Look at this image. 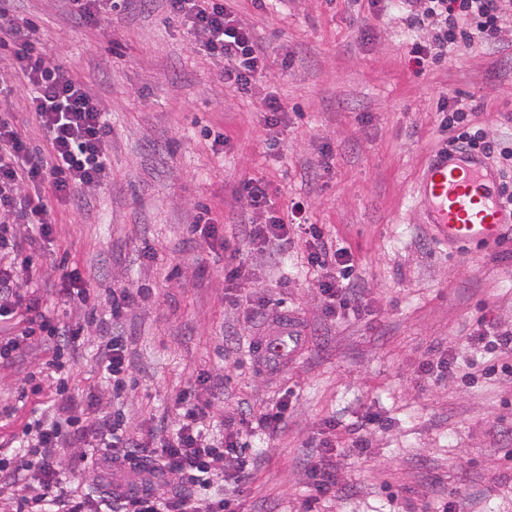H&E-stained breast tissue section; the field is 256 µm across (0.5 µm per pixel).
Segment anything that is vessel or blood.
Here are the masks:
<instances>
[{"instance_id": "vessel-or-blood-1", "label": "vessel or blood", "mask_w": 512, "mask_h": 512, "mask_svg": "<svg viewBox=\"0 0 512 512\" xmlns=\"http://www.w3.org/2000/svg\"><path fill=\"white\" fill-rule=\"evenodd\" d=\"M497 175L475 154L445 152L426 165L419 193L426 206L427 221L440 241L454 244L491 245L499 242L512 223L495 194ZM302 336L291 321L259 338L254 351L263 361L277 364L295 355Z\"/></svg>"}]
</instances>
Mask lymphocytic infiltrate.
Returning a JSON list of instances; mask_svg holds the SVG:
<instances>
[{
  "label": "lymphocytic infiltrate",
  "instance_id": "f902f5d3",
  "mask_svg": "<svg viewBox=\"0 0 512 512\" xmlns=\"http://www.w3.org/2000/svg\"><path fill=\"white\" fill-rule=\"evenodd\" d=\"M12 2L0 0V55L10 60L18 74L46 147H32L16 128L11 113H0V223L31 228L47 237L54 232L49 211L42 200L26 196L25 188L49 185L57 201L66 203L79 189L99 186L110 173L106 150L110 130L97 96L67 70L52 65L40 51L33 36L35 23H13ZM168 2L172 12L189 23L205 51L222 63L225 83L250 91L265 70V54L252 28L231 12L224 0ZM399 7L406 22L430 33L427 41L415 44L412 50L420 67L460 45H496L502 30L512 26V0H400ZM446 148L479 153L502 180L512 179L511 147L498 150L488 142L451 136ZM243 192L250 208L264 218L263 223L244 225V238L278 249L287 246L296 226L289 223L287 214L269 209L265 185L250 180L244 183ZM306 232L312 239L308 261L323 272L318 289L325 312L331 316L361 312L365 304L350 277V251L325 239L315 225H308ZM176 409L174 427L159 426L146 440L126 434L115 416L103 415L78 426L70 415L59 413L40 424L36 433L41 487L31 488L11 473L0 475V493L17 489L13 512H44L49 504L55 512H238L239 502L231 494L209 502L191 494L168 495L155 487L126 490L119 485L95 503L80 495L57 494L63 470L58 449L82 448L92 441L113 449L116 466L134 467L145 459L158 475H172L186 484L204 485L213 478L231 482L236 488L248 484L254 463L238 453L242 430L230 427L222 437L210 436L206 423L214 415V405L200 400L191 388L178 394ZM338 428V422H326L319 448L308 465L311 495L307 507H315L322 496L341 486L344 461L336 457L334 448Z\"/></svg>",
  "mask_w": 512,
  "mask_h": 512
}]
</instances>
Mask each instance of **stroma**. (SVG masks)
I'll return each instance as SVG.
<instances>
[{
  "label": "stroma",
  "mask_w": 512,
  "mask_h": 512,
  "mask_svg": "<svg viewBox=\"0 0 512 512\" xmlns=\"http://www.w3.org/2000/svg\"><path fill=\"white\" fill-rule=\"evenodd\" d=\"M254 30L266 70L249 92L224 83L167 0H120L85 25L65 0H17L16 22L34 20L45 57L87 84L106 108L110 175L74 201H44L51 237L18 241L34 260L14 270L21 295L62 326L81 322L73 349L47 338L0 367V470L35 412L65 405L78 419L119 414L132 434L174 416L175 396L197 385L228 414L259 412L285 390L295 396L284 430L249 438L258 464L240 495L243 512H304L306 467L326 420L349 425L370 412L368 450L349 460L350 490L319 512H512V379L468 368L438 382L418 380L431 351L472 359L466 335L478 320L512 330V234L493 246L438 243L416 193L447 133L512 141V30L490 49L449 51L417 69L410 50L422 30L393 0H228ZM0 61V109L33 145L44 139L24 92ZM475 109L448 125L443 98ZM282 110L265 125L264 102ZM223 137L216 145L215 137ZM265 182L274 208L304 200L302 221L348 247L367 310L327 317L308 265L305 237L272 252L240 243L248 275L239 301L226 297L224 250L193 231L197 214L248 224L240 194ZM79 270L97 297L79 308L65 277ZM131 298L112 314V292ZM293 314L298 353L269 365L255 340ZM122 337L130 367L114 391L99 366ZM223 379L221 394L197 382ZM65 473L63 488L98 498L111 473L101 449Z\"/></svg>",
  "instance_id": "obj_1"
}]
</instances>
